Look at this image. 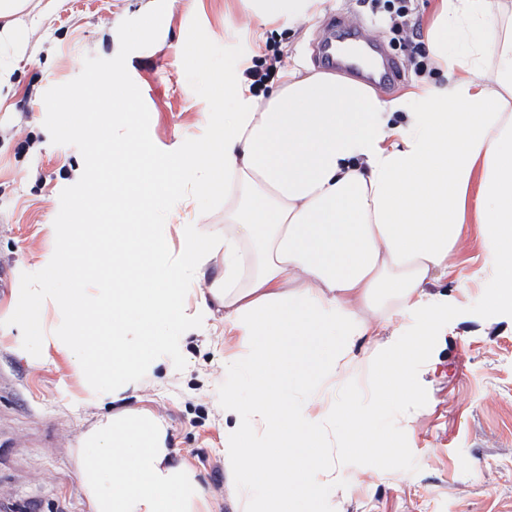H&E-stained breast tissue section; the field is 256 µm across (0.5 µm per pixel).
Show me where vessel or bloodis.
<instances>
[{
	"mask_svg": "<svg viewBox=\"0 0 512 512\" xmlns=\"http://www.w3.org/2000/svg\"><path fill=\"white\" fill-rule=\"evenodd\" d=\"M324 28L326 35L318 47V59L322 65L348 71L370 83L389 89L399 86L406 70L403 62L385 55L378 65L369 69L361 68L352 57L344 55L339 49V40L346 29L343 17H330Z\"/></svg>",
	"mask_w": 512,
	"mask_h": 512,
	"instance_id": "1",
	"label": "vessel or blood"
}]
</instances>
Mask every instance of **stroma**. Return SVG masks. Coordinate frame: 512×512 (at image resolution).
Here are the masks:
<instances>
[{
	"mask_svg": "<svg viewBox=\"0 0 512 512\" xmlns=\"http://www.w3.org/2000/svg\"><path fill=\"white\" fill-rule=\"evenodd\" d=\"M154 0H57L44 10L29 0L33 18L24 43L0 45V62L13 63L20 92L0 102V512H89L77 472L76 450L102 417L147 412L166 425V445L176 462L195 474L209 512H242L224 471V448L235 420L225 417L224 358L243 354L225 344L223 329L171 328L178 349L160 358L152 373L117 399L95 398L59 349L42 350V336H64L69 312L52 302L39 307L38 327L22 324L27 289L66 288L88 263L77 255L53 279L40 264L55 252L53 224L76 223L72 209L83 195L76 172L79 150L55 145L44 126L43 95L77 77L85 56L109 59L120 47L119 24L147 12ZM422 32L393 41L360 0H319L294 12L269 15L264 0H167L160 35L131 53L128 72L150 113V136L165 151L202 136L207 102L189 85L182 64L192 19L224 47L242 45L235 71L244 75L267 43H277L278 72H318L311 46L325 20L343 14L352 31L408 59L417 38L432 42L442 0H416ZM446 71L423 79L407 70L396 89L379 90L396 116L423 109L422 88H442ZM195 224L203 234L223 232L224 196H203L185 185L162 210L157 231L169 260L181 253V231ZM457 265L439 287L448 318L428 338L425 351L408 361L417 396L380 404L375 387L360 388L374 363L396 351L420 325L405 317L400 330L355 352L352 374L337 401L355 399L374 418L373 431L396 442L392 461L378 449L346 451L340 432H327L331 470L314 474L312 512H512V311L489 309L493 276L484 265L476 226L465 231ZM27 356H20L23 341Z\"/></svg>",
	"mask_w": 512,
	"mask_h": 512,
	"instance_id": "stroma-1",
	"label": "stroma"
}]
</instances>
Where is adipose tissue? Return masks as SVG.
<instances>
[{"mask_svg":"<svg viewBox=\"0 0 512 512\" xmlns=\"http://www.w3.org/2000/svg\"><path fill=\"white\" fill-rule=\"evenodd\" d=\"M501 0H444L439 39L459 45L447 57V94L427 90L424 109L395 122L365 84L329 74H283L257 101L242 80L225 82L234 111L212 125L204 150L158 161L142 140L126 89L96 78L90 96L107 95L127 115L122 137L97 113L72 133L93 142L80 174L84 201L108 200L106 232L72 224L52 271L75 252L94 254L110 286L89 291L84 275L67 288L36 294L70 310L69 335L40 343L66 350L91 393L114 394L152 372L174 349L169 329L182 321L183 296L220 259L222 275L194 312L207 324L224 309V333L245 346L224 359V414L236 417L235 384L253 387L246 422H236L224 469L242 483L244 512H302L315 472L332 458L324 428L341 425L347 448L373 447L371 420L353 403L336 407L320 384H344L354 348L377 336L379 309L419 314L422 326L399 353L378 361L383 400L414 393L407 368L448 307L428 290L453 270L466 222L477 224L484 262L495 278L492 310L512 308V27ZM494 53V70L486 55ZM201 193H224L223 236L181 233V259L149 223L174 201L183 178ZM263 441H255V434ZM166 427L151 414L106 420L78 451L79 476L91 512H199L194 473L174 463Z\"/></svg>","mask_w":512,"mask_h":512,"instance_id":"ef3b65f1","label":"adipose tissue"}]
</instances>
